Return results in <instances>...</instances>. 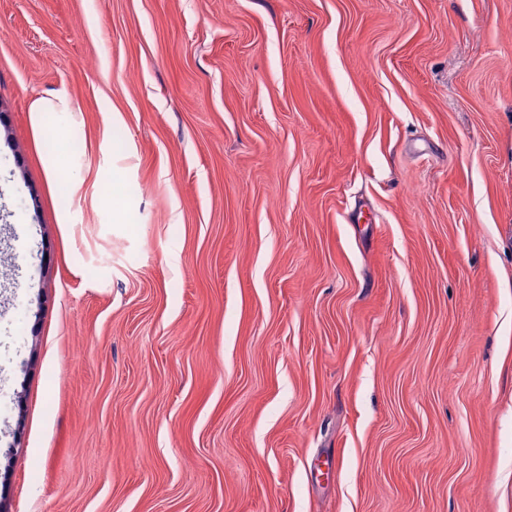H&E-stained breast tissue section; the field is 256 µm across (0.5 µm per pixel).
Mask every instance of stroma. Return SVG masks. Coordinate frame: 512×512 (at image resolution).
<instances>
[{
    "label": "stroma",
    "mask_w": 512,
    "mask_h": 512,
    "mask_svg": "<svg viewBox=\"0 0 512 512\" xmlns=\"http://www.w3.org/2000/svg\"><path fill=\"white\" fill-rule=\"evenodd\" d=\"M1 269L5 512H512V0H0ZM71 111V104L64 92L54 95L52 98L40 99L33 103L32 120L39 126L42 122L44 112H68Z\"/></svg>",
    "instance_id": "35a3bbf8"
}]
</instances>
